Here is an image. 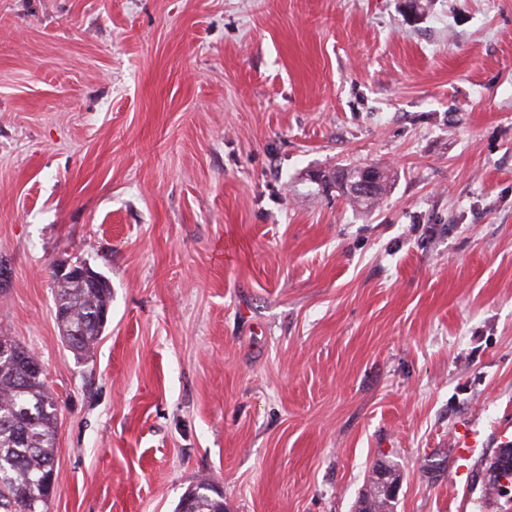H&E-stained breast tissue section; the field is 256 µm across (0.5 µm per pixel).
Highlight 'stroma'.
I'll return each instance as SVG.
<instances>
[{"instance_id":"stroma-1","label":"stroma","mask_w":512,"mask_h":512,"mask_svg":"<svg viewBox=\"0 0 512 512\" xmlns=\"http://www.w3.org/2000/svg\"><path fill=\"white\" fill-rule=\"evenodd\" d=\"M385 167L365 211L325 189ZM112 286L88 359L53 278ZM0 334L51 512H512V0H0ZM361 167L363 166H355L336 170V172H334L332 176V184L334 185V187L336 188V192H338L340 196L347 198L349 201L355 203L361 208L367 209L377 204L381 197L383 196V194L385 193L387 183L389 180V174L386 170L376 168L379 173V179L375 191L369 196H360L350 192V189L346 187L344 181L339 178V172L344 169L349 170L347 172H354V174L357 175L358 171L361 170L359 169ZM511 445L512 440H507L500 443L499 450L488 462L487 473L489 474V478L486 484V489L492 494H496L499 490V466L505 461L512 462ZM372 490L367 495L358 498L355 507L361 504V511L355 512H391L393 511L394 500L385 491L379 488L374 477H372ZM211 486L210 481L201 480L197 482L192 488H190L180 500L176 511H179L183 499L191 494L192 489H198V494L193 498V502L191 505L192 512H224V499L220 496L214 497L211 495V492H214V489H208Z\"/></svg>"}]
</instances>
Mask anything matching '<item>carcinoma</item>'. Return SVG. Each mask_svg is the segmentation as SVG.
Returning <instances> with one entry per match:
<instances>
[{
    "label": "carcinoma",
    "instance_id": "1",
    "mask_svg": "<svg viewBox=\"0 0 512 512\" xmlns=\"http://www.w3.org/2000/svg\"><path fill=\"white\" fill-rule=\"evenodd\" d=\"M375 191L369 196L350 192L339 172L332 184L339 195L362 208L377 204L386 191L389 174L378 170ZM54 300L60 335L75 355L83 357L95 346L103 324L99 315L110 309L112 288H83L69 278H55ZM0 512H50L53 489L48 484L54 465L60 406L45 384L37 357L11 336L0 335ZM512 462V448H501L489 460L486 489L499 490V466ZM211 483L194 485L192 512H224V499L211 495ZM361 512H393L394 499L378 485L358 498Z\"/></svg>",
    "mask_w": 512,
    "mask_h": 512
}]
</instances>
